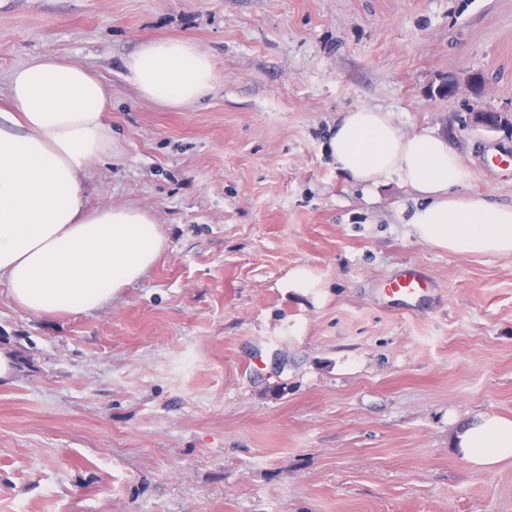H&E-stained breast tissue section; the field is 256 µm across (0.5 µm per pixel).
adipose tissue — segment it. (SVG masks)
I'll return each mask as SVG.
<instances>
[{"mask_svg": "<svg viewBox=\"0 0 512 512\" xmlns=\"http://www.w3.org/2000/svg\"><path fill=\"white\" fill-rule=\"evenodd\" d=\"M127 68L144 97L176 107L215 81L209 56L188 40L145 43ZM108 103L98 76L51 55L11 75L0 107V279L34 315L111 303L166 247L148 210L91 211L81 201L83 175L112 153ZM328 153L364 190L394 178L412 190L422 201L408 219L418 239L464 255L512 254V205L462 194L471 172L444 138L405 132L391 113L358 108L343 114ZM453 445L474 468H491L512 457V420L480 414L458 428Z\"/></svg>", "mask_w": 512, "mask_h": 512, "instance_id": "adipose-tissue-1", "label": "adipose tissue"}]
</instances>
